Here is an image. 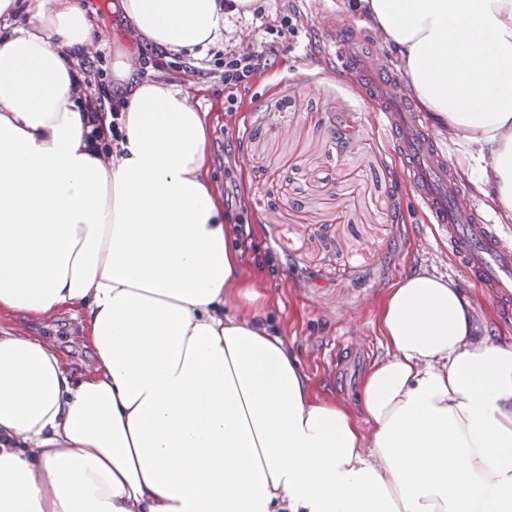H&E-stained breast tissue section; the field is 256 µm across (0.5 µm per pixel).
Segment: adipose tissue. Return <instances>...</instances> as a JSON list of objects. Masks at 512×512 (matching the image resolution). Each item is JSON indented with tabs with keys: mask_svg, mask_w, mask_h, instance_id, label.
I'll list each match as a JSON object with an SVG mask.
<instances>
[{
	"mask_svg": "<svg viewBox=\"0 0 512 512\" xmlns=\"http://www.w3.org/2000/svg\"><path fill=\"white\" fill-rule=\"evenodd\" d=\"M412 94L512 223V0H359ZM0 0V512H512V343L474 339L453 281L399 279L354 405L315 394L240 309L244 256L208 177L205 113L112 62L110 157L70 63L81 0ZM140 43L224 37L220 0H119ZM83 316L71 374L13 319Z\"/></svg>",
	"mask_w": 512,
	"mask_h": 512,
	"instance_id": "obj_1",
	"label": "adipose tissue"
}]
</instances>
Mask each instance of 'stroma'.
<instances>
[{
    "mask_svg": "<svg viewBox=\"0 0 512 512\" xmlns=\"http://www.w3.org/2000/svg\"><path fill=\"white\" fill-rule=\"evenodd\" d=\"M102 27L101 61L121 47L152 56L111 10L112 0H83ZM267 22L298 19L296 37L279 41L275 64L235 90L184 67L154 70L186 93L209 129V177L218 191L236 184L229 224L247 222L245 275L260 274L271 332L287 337L315 391L352 401L366 367L384 356L380 306L394 283L414 271L453 281L474 305L481 333L512 341L503 312L448 254L404 180L372 103L336 67L326 27L344 20L391 68L394 51L351 9L350 0H258ZM21 327L62 356L72 372L93 358L77 316L61 312Z\"/></svg>",
    "mask_w": 512,
    "mask_h": 512,
    "instance_id": "stroma-1",
    "label": "stroma"
}]
</instances>
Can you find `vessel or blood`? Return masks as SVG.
<instances>
[{
  "label": "vessel or blood",
  "instance_id": "vessel-or-blood-1",
  "mask_svg": "<svg viewBox=\"0 0 512 512\" xmlns=\"http://www.w3.org/2000/svg\"><path fill=\"white\" fill-rule=\"evenodd\" d=\"M327 44L342 70L365 80L366 91L398 152L417 206L441 228L468 277L500 306H512V245L477 204L465 197L439 135L415 112L390 68L365 52L349 26L329 31Z\"/></svg>",
  "mask_w": 512,
  "mask_h": 512
}]
</instances>
